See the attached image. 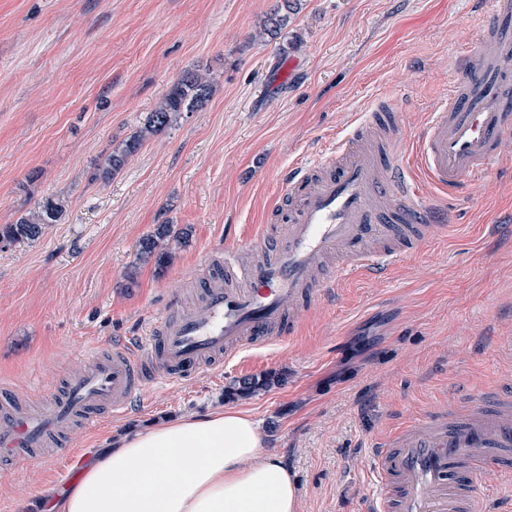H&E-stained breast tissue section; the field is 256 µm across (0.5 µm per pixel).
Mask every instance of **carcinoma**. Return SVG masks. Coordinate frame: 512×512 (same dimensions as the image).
Here are the masks:
<instances>
[{
	"label": "carcinoma",
	"mask_w": 512,
	"mask_h": 512,
	"mask_svg": "<svg viewBox=\"0 0 512 512\" xmlns=\"http://www.w3.org/2000/svg\"><path fill=\"white\" fill-rule=\"evenodd\" d=\"M300 9L299 0H281V3L262 20L263 34L272 38L281 34L287 26L289 15L297 13ZM213 91L212 82L203 74L188 70L175 80L159 102L150 112L144 126L112 150L94 174L96 180H109L119 174L135 156L145 141L163 130L177 119L182 112H192L203 106L209 100ZM62 214V207L52 199H48L38 207V210L22 216L13 224L0 227V242H13L16 240H37L45 232L46 226L58 222ZM182 239L180 235H173L172 225L159 224L155 230L146 235L139 242L137 259L146 261L152 259L159 270L167 267L170 252L167 250L170 238Z\"/></svg>",
	"instance_id": "1"
}]
</instances>
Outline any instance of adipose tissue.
I'll list each match as a JSON object with an SVG mask.
<instances>
[{
    "instance_id": "adipose-tissue-1",
    "label": "adipose tissue",
    "mask_w": 512,
    "mask_h": 512,
    "mask_svg": "<svg viewBox=\"0 0 512 512\" xmlns=\"http://www.w3.org/2000/svg\"><path fill=\"white\" fill-rule=\"evenodd\" d=\"M57 512H298L297 483L248 411L224 408L122 436Z\"/></svg>"
}]
</instances>
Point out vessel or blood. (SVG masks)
<instances>
[{
	"instance_id": "b4317fda",
	"label": "vessel or blood",
	"mask_w": 512,
	"mask_h": 512,
	"mask_svg": "<svg viewBox=\"0 0 512 512\" xmlns=\"http://www.w3.org/2000/svg\"><path fill=\"white\" fill-rule=\"evenodd\" d=\"M459 75L422 128L400 134L402 115L377 102L334 150L283 175L288 215L261 225L247 246L210 251L196 285L204 308L171 300L132 341L90 346L89 365L48 409L0 385V467L66 458L58 444L74 425L129 414L157 382L181 383L219 360L292 338L303 310L335 296L356 273L384 275L430 239L447 236V197L500 161L512 138V44L484 29L458 60ZM437 195L417 192L418 179ZM512 474V389L473 392L380 438L370 474L375 496L360 512H512L490 482Z\"/></svg>"
}]
</instances>
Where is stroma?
<instances>
[{
    "label": "stroma",
    "instance_id": "35a3bbf8",
    "mask_svg": "<svg viewBox=\"0 0 512 512\" xmlns=\"http://www.w3.org/2000/svg\"><path fill=\"white\" fill-rule=\"evenodd\" d=\"M277 0H0V225L62 204L37 240L0 244V382L60 389L92 342L136 335L213 248L276 223L278 178L327 152L375 100L412 130L457 76L489 17L474 0H302L280 37L258 34ZM207 104L146 141L108 181L92 175L183 70ZM499 169L449 198L447 241L383 280L354 277L308 308L297 335L179 386L127 416L74 426L77 470L105 440L220 406L250 411L283 452L300 512H357L369 440L456 395L512 386V141ZM185 233L164 272L136 260L157 224ZM273 377L247 396L237 380ZM65 460L0 476V503L50 512Z\"/></svg>",
    "mask_w": 512,
    "mask_h": 512
}]
</instances>
